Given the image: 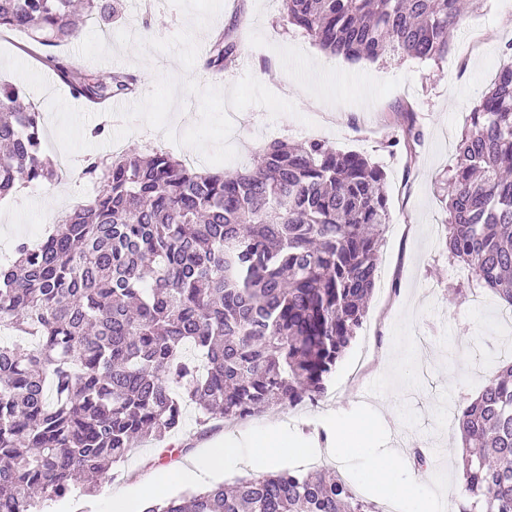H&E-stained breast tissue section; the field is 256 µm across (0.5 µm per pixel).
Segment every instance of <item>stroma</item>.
Returning a JSON list of instances; mask_svg holds the SVG:
<instances>
[{"label": "stroma", "instance_id": "1", "mask_svg": "<svg viewBox=\"0 0 512 512\" xmlns=\"http://www.w3.org/2000/svg\"><path fill=\"white\" fill-rule=\"evenodd\" d=\"M118 15L91 19L61 47L73 68L96 74L93 59L113 58L114 71L131 75L136 108L85 112L68 105V89L40 63L39 46L25 35H0V79L20 87L41 113L46 155L78 163L105 159L113 142L139 152L154 149L220 169L225 157L249 164L272 140L328 141L378 164L387 177L394 221L384 232L377 288L357 336L336 365L325 397L294 408L269 409L248 420L198 422L184 410L179 433L189 452L211 438L275 424L326 437L337 423L377 411L382 448L403 443L432 450L420 480L444 512L459 498V440L454 417L512 362V310L478 288L445 248L443 195L456 163V145L470 113L511 58L512 0H478L453 33L445 59L349 61L321 53L301 30L287 26L282 0H152L148 28L130 33L129 0ZM240 29L235 64L206 69L205 32L231 23ZM412 105L423 143L415 160L389 148ZM104 132L92 136L94 127ZM87 178L63 176L25 183L0 199V263H9L18 239L42 234L59 211L89 201ZM159 441L141 443L97 481L93 494L75 490L39 500L37 512H102L108 499L147 479L152 465L177 464Z\"/></svg>", "mask_w": 512, "mask_h": 512}]
</instances>
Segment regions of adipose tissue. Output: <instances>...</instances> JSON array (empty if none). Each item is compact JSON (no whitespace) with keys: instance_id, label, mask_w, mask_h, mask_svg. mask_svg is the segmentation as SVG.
<instances>
[{"instance_id":"obj_1","label":"adipose tissue","mask_w":512,"mask_h":512,"mask_svg":"<svg viewBox=\"0 0 512 512\" xmlns=\"http://www.w3.org/2000/svg\"><path fill=\"white\" fill-rule=\"evenodd\" d=\"M374 441L375 435L369 421L351 420L341 425L335 447L341 456L365 458L363 476L377 498L409 505L410 512H436L434 498L426 493L417 478L408 476L404 456L390 450L375 452ZM249 448V455L244 457L240 454V444L236 439L216 441L193 455L191 470L198 474H215L241 460L248 461L252 466L266 462L272 464L287 455L309 453L310 444L302 434L288 436L270 430L256 434ZM183 475L180 469L158 467L151 483L137 488L132 494L114 498L113 512H138L141 500L164 497L170 482Z\"/></svg>"}]
</instances>
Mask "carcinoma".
Masks as SVG:
<instances>
[{
	"label": "carcinoma",
	"instance_id": "cac0c4a2",
	"mask_svg": "<svg viewBox=\"0 0 512 512\" xmlns=\"http://www.w3.org/2000/svg\"><path fill=\"white\" fill-rule=\"evenodd\" d=\"M83 20L108 0H81ZM288 23L348 60L442 59L458 0H283ZM74 0H0V29L58 48L79 34ZM218 33L206 64L238 54ZM79 97L108 100L128 76L89 77L47 54ZM403 145L423 134L406 108ZM40 113L0 83V199L57 178ZM448 180V257L512 307V63L477 101ZM93 199L0 266V512H34L103 475L152 437L315 402L355 337L393 221L386 174L321 140L274 141L234 171L162 150L88 159ZM465 446L456 512H512V364L457 416ZM143 512H375L341 476L282 469L186 490Z\"/></svg>",
	"mask_w": 512,
	"mask_h": 512
}]
</instances>
